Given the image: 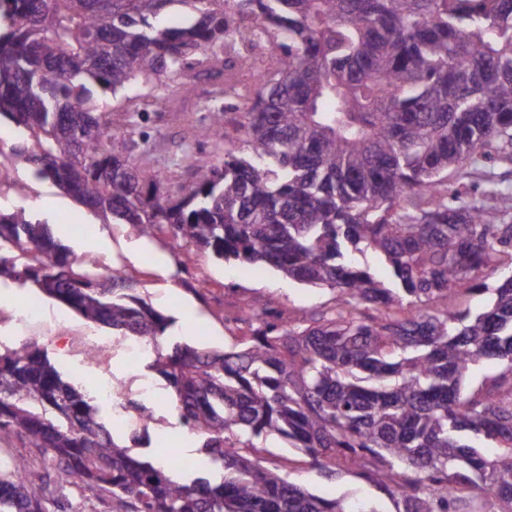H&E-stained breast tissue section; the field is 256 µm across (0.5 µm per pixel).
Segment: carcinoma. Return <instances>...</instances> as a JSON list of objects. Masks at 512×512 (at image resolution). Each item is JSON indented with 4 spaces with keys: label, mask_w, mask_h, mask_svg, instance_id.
I'll list each match as a JSON object with an SVG mask.
<instances>
[{
    "label": "carcinoma",
    "mask_w": 512,
    "mask_h": 512,
    "mask_svg": "<svg viewBox=\"0 0 512 512\" xmlns=\"http://www.w3.org/2000/svg\"><path fill=\"white\" fill-rule=\"evenodd\" d=\"M173 5L192 21L160 23ZM261 36L281 49L273 83L251 63ZM245 69L257 90L240 147L180 196L146 190L149 155L117 135L131 117L97 111L96 89L195 71L232 93ZM0 117L30 141L15 154L36 176L94 212L334 301L296 328L256 309L230 348L176 342L149 365L220 477L180 482L171 461L133 456L28 345L0 352V441L42 449L112 512H376L289 481V458L259 459L269 435L397 512H512V276L478 312L452 305L512 261V222L448 182L478 152L512 160V0H0ZM368 250L395 287L356 264ZM2 279L114 336L153 344L173 325L134 271L83 267L23 208L0 211ZM483 358L499 372L465 388ZM43 481L7 465L0 512H44Z\"/></svg>",
    "instance_id": "obj_1"
}]
</instances>
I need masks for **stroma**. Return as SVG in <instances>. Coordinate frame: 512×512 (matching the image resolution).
Segmentation results:
<instances>
[{
    "label": "stroma",
    "instance_id": "1",
    "mask_svg": "<svg viewBox=\"0 0 512 512\" xmlns=\"http://www.w3.org/2000/svg\"><path fill=\"white\" fill-rule=\"evenodd\" d=\"M156 95L147 112L135 117L132 137L138 149L150 152L153 171L163 174L171 185L190 188L196 182L195 159H214L224 153L223 145L206 134L212 120L206 107L215 104L225 108L231 100L211 80L196 81L188 94L183 93L180 84L171 83L159 87ZM2 133L7 139L0 141V163L12 170L14 185L0 193V207L25 208L33 218L52 227L68 225L69 235L63 243L77 262L94 266L102 273L113 267L137 271L141 297L167 315L189 308L195 322L187 335L179 326H171L137 361H130L118 343L111 347L104 361L92 363L88 360L92 342L98 336L111 337V329L88 322L69 307L46 297L41 300L46 311L44 319L18 323L16 299L30 297L31 290L6 280L0 282V351L23 344L39 347L63 378L85 394H95L101 383L114 384L112 395L98 403L99 416L114 437L126 442L131 436H138L133 448L135 456L154 459L169 447L178 457L193 462L195 469H207V460L199 452L198 437L183 429L169 403L168 382L149 368L156 353L170 351L172 344L182 339L198 348L223 349L230 344L250 309L270 306L299 319L311 316L329 303L331 293L288 280L266 266L225 262L196 249L184 254L189 275L163 273L154 256L159 253L175 260L169 234L156 233L147 240L150 252L130 256V243L140 237L136 225L106 221L52 182L37 178L30 166L14 154L15 147L21 143L14 125L6 120L0 122ZM490 176L501 190L512 192L511 162L489 167L472 164L450 172L448 178L461 184L464 190L481 191ZM93 233L103 235L105 245L97 249L82 248V240ZM146 380L154 386L150 400L154 418L143 424L137 420L134 405L142 400L139 388ZM12 457L26 458L47 472V481L39 491L46 512H110L108 504L84 484L63 480L52 459L39 449L26 447L15 438L0 443V461L8 462ZM290 479L325 499L366 500L375 502L379 512L396 510L392 499L351 473L329 479L306 467L292 471Z\"/></svg>",
    "mask_w": 512,
    "mask_h": 512
}]
</instances>
